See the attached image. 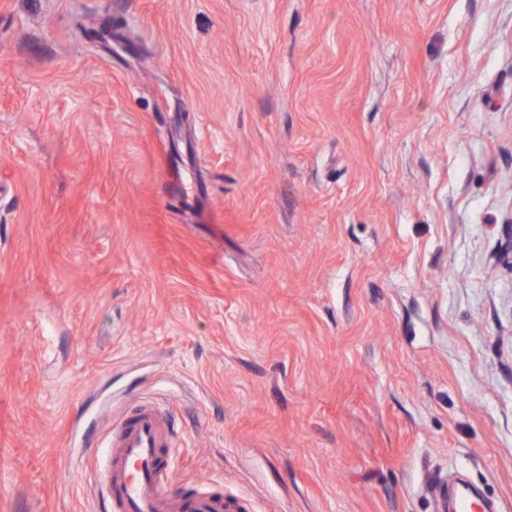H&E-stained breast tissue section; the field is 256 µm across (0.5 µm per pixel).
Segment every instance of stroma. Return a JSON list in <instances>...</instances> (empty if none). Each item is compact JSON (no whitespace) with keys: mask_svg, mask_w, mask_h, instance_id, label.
<instances>
[{"mask_svg":"<svg viewBox=\"0 0 512 512\" xmlns=\"http://www.w3.org/2000/svg\"><path fill=\"white\" fill-rule=\"evenodd\" d=\"M511 244L512 0H0V512H512ZM102 475L114 512H228L224 496L172 488L170 423L150 404L111 421Z\"/></svg>","mask_w":512,"mask_h":512,"instance_id":"stroma-1","label":"stroma"}]
</instances>
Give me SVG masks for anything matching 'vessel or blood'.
<instances>
[{
  "label": "vessel or blood",
  "mask_w": 512,
  "mask_h": 512,
  "mask_svg": "<svg viewBox=\"0 0 512 512\" xmlns=\"http://www.w3.org/2000/svg\"><path fill=\"white\" fill-rule=\"evenodd\" d=\"M174 451L171 426L154 406L137 405L114 420L102 475L112 512H228L223 495L173 489Z\"/></svg>",
  "instance_id": "obj_1"
}]
</instances>
